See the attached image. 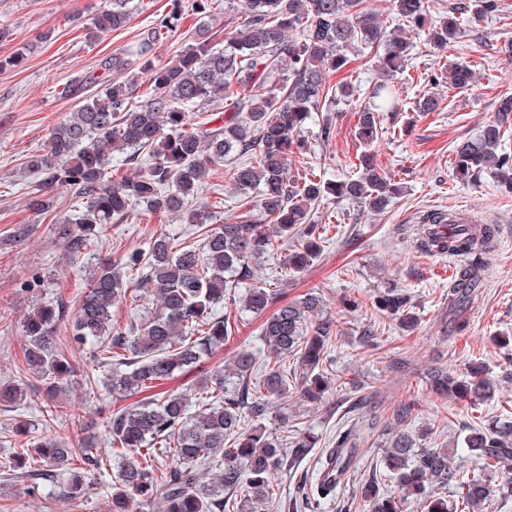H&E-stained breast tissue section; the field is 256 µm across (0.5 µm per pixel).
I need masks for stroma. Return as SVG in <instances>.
<instances>
[{"label": "stroma", "mask_w": 512, "mask_h": 512, "mask_svg": "<svg viewBox=\"0 0 512 512\" xmlns=\"http://www.w3.org/2000/svg\"><path fill=\"white\" fill-rule=\"evenodd\" d=\"M130 24L117 31L88 39L96 14L106 0H0V59L22 50V66L0 69V381L21 380L24 374L22 324L35 300L63 298L76 309L96 266L104 259L146 248L153 235H181L184 242L198 245L195 225L166 215L141 214L123 224L108 225L102 242L89 247L84 262L69 266L64 250L53 233L59 219L73 215L76 208L66 192H58L54 212L37 215L27 206L35 188L33 177L24 170L30 153L44 146L50 130L74 111L76 102L63 89L75 79L90 75L108 80L100 67L106 57L121 51L142 30L158 23L171 11L174 0H134ZM501 11L486 14L479 22L463 27L454 47L439 52L426 34L409 37L408 61L398 75L401 110L384 118L387 132L375 142L371 155L374 168L391 179L399 192L384 213L374 214L349 199H324L310 212L314 224L331 225L335 233L314 265L298 278L281 286V301L289 302L307 292L321 295L325 313L337 320L339 333L333 340L326 367L333 379L320 405L292 394L289 414L299 416L316 444L299 467L272 479L277 499L268 512H288V500L300 488L314 487L327 448L337 432L355 430L359 454L351 476L322 498L318 512H366L359 486L382 473L380 442L391 409L404 399L416 400V418L411 431L430 429V441L450 443L463 438L469 426L491 421H512V382L504 381L512 358L496 343L497 337L512 336V193L501 191L490 175L473 181L457 179L453 172V150L475 137L496 116L501 94L512 93V63L502 48L512 40V0H497ZM472 63L474 80L465 90H449L447 83L427 88L422 76L439 72L444 60ZM377 78L370 57L352 61L328 77L330 85H356V95L340 104L331 136L322 134L321 116H313L302 137L306 153L293 158L290 178L310 176L340 181L360 175L357 120ZM434 91L441 103L438 111L419 112L417 100ZM232 163L213 166L199 193L203 204L220 203L216 219L235 222L243 208L230 179ZM466 206L496 224L498 233L486 259L484 285L469 312V324L455 331L448 316V285L453 270L462 264L459 256L428 252L420 246V227L429 214ZM29 224L31 236L23 242L12 236L16 225ZM54 273L57 282L42 289L39 298L24 293L21 286L34 274ZM391 288L404 289L418 316L410 331L380 312L375 299ZM245 286L227 291L216 305V315L229 318L232 334L222 348L204 357L192 375H174L158 389L179 392L192 378L229 361L246 348L257 357L266 349L259 339L261 318L246 314L242 298ZM359 299L356 311L345 310L342 297ZM376 324L375 336L362 334L366 325ZM74 366L72 388L64 416L45 424L41 412L42 387L28 389L25 403H0V462L15 451L52 430L69 445L91 443L96 454L109 456L110 440L104 415L123 406L124 400L101 387L87 386V378L101 377L89 349L70 348ZM484 363L491 379L497 380L494 396L474 405L455 404L434 394L425 377L427 368L440 364L465 375L469 363ZM26 420L28 432H18V420ZM112 472L86 483L80 508L58 496L29 495L23 482L0 478V512H110Z\"/></svg>", "instance_id": "1"}]
</instances>
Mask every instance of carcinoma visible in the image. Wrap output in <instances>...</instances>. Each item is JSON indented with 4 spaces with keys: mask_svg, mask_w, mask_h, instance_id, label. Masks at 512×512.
I'll list each match as a JSON object with an SVG mask.
<instances>
[{
    "mask_svg": "<svg viewBox=\"0 0 512 512\" xmlns=\"http://www.w3.org/2000/svg\"><path fill=\"white\" fill-rule=\"evenodd\" d=\"M392 2L403 30L427 31L428 40L442 51L453 46L461 26L497 8L496 0H474L468 16L452 5L435 19L428 0ZM184 7L175 3L159 24L105 61L112 78L95 91L89 90L96 83L92 77L69 85L66 95L78 99L76 109L52 129L43 148L26 157L25 170L38 180V191L28 202L34 213L52 211L58 189L82 201L83 210L54 227L72 264L85 258L106 225L131 218L135 206L151 214L184 217L200 228L202 237L196 248L163 233L144 251L101 262L72 316L62 300L35 304L23 325V369L27 378L41 383L51 417L65 408L63 396L72 373L61 331L69 333L72 345L91 348L97 364L107 368L105 388L126 397L141 394L177 372L190 371L224 346L231 323L212 317L213 307L235 283L253 279L250 263L282 248L295 229H301L304 240L285 256L280 281L314 264L322 236L318 225L308 223L312 205L332 195L381 212L396 192L375 172L370 151L381 130L380 114L398 111L394 80L404 71L408 43L386 34L369 0H246V17L224 38L223 47L213 45L209 28L203 27L168 64L156 66V45L179 27ZM133 10L132 0H109L86 36L96 39L125 26ZM366 52L376 59L378 77L357 123L365 172L334 183L287 178L292 157L305 150L300 132L312 113H325L322 133L330 135L332 104L355 90L350 83L330 88L328 75L346 67L349 54ZM284 68L287 77L273 87L275 73ZM441 71L448 74V90L469 87L471 66L456 62ZM138 73L149 76L148 97L142 102L135 101ZM224 101L226 109L195 121L194 113ZM497 112L477 137L454 149V171L465 180L487 170L512 190V153L502 148L512 136V94L499 98ZM251 150L256 161L231 169V180L244 194L259 189V209L269 223H209L212 212L195 208V201L211 165ZM115 152L124 155L126 165L141 157L145 163L134 176L116 181L111 176ZM495 237V225L450 224L445 211L434 213L424 228V248L468 257L448 286V309L458 331L469 323L465 313L483 286L484 256L494 248ZM128 269L141 272L136 281L126 279ZM132 290L147 295L155 309L122 330L112 325V307ZM277 300L278 293L265 282L249 285L243 298L247 311L264 316L263 362L242 349L189 389L163 398L144 397L107 417L119 459L112 512H132L134 503L149 506L158 495L163 512H224L226 489L243 491L250 512H264L275 502L272 476L296 465L311 443L298 428L287 449L262 421L277 406L280 424L289 426L288 408L281 403L294 388L313 402L322 399L331 386L324 368L328 347L339 332L337 322L322 315L319 296L309 293L267 313ZM375 305L402 328L417 326L418 316L404 294L390 289ZM290 356L299 368L292 379L283 374ZM428 376L436 394L457 402L484 400L496 386L481 363L470 364L464 376L438 367L429 369ZM26 395L22 382L0 384V401L19 404ZM415 409L406 400L393 407L381 445V464L403 496H387L378 481L366 482L360 497L369 512H403L410 500L421 512H487L493 496L488 481L457 469L451 460L462 447L480 461L483 472L511 470L512 422L472 427L450 446H432L425 434L408 430L406 422ZM355 436L351 430L336 436L319 471L316 493L328 494L350 476ZM170 457L181 467L167 466ZM201 467L213 471V477L201 480ZM20 468L32 481L59 487V496L78 507L85 485L81 471L99 474L106 465L104 457L70 448L61 437L47 433L16 452L15 463L8 466L10 476L17 477ZM434 486L457 488L462 503H448L432 491Z\"/></svg>",
    "mask_w": 512,
    "mask_h": 512,
    "instance_id": "cac0c4a2",
    "label": "carcinoma"
}]
</instances>
